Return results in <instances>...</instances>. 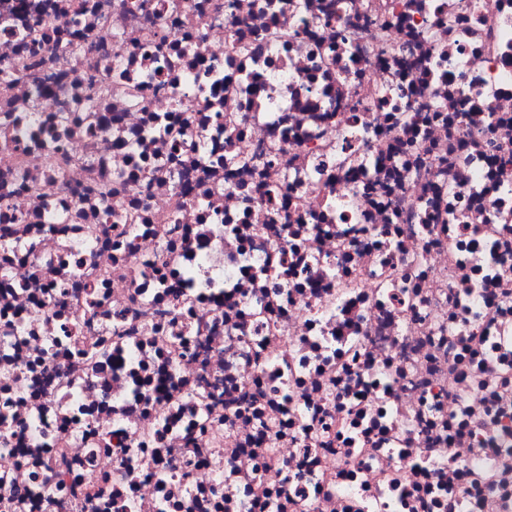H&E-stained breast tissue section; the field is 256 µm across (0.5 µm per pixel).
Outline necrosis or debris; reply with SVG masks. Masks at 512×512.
I'll use <instances>...</instances> for the list:
<instances>
[{"instance_id": "1", "label": "necrosis or debris", "mask_w": 512, "mask_h": 512, "mask_svg": "<svg viewBox=\"0 0 512 512\" xmlns=\"http://www.w3.org/2000/svg\"><path fill=\"white\" fill-rule=\"evenodd\" d=\"M0 512H512V0H0Z\"/></svg>"}]
</instances>
